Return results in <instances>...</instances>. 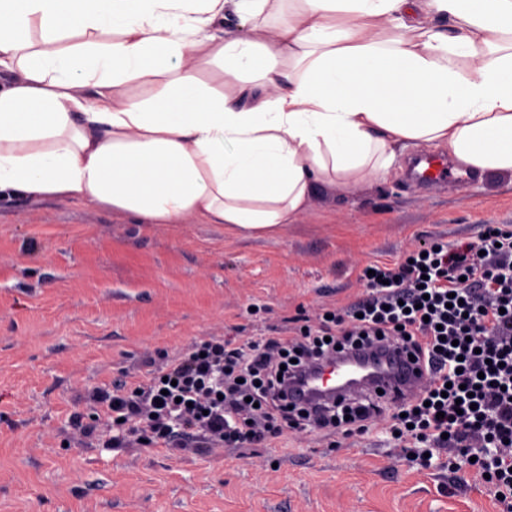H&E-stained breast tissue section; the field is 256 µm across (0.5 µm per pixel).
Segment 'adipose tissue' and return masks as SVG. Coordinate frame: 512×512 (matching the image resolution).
<instances>
[{
    "label": "adipose tissue",
    "mask_w": 512,
    "mask_h": 512,
    "mask_svg": "<svg viewBox=\"0 0 512 512\" xmlns=\"http://www.w3.org/2000/svg\"><path fill=\"white\" fill-rule=\"evenodd\" d=\"M412 144L512 176V0H0V199L272 238Z\"/></svg>",
    "instance_id": "1"
}]
</instances>
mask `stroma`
Masks as SVG:
<instances>
[{"label": "stroma", "instance_id": "1", "mask_svg": "<svg viewBox=\"0 0 512 512\" xmlns=\"http://www.w3.org/2000/svg\"><path fill=\"white\" fill-rule=\"evenodd\" d=\"M385 179L316 198L280 237L141 225L104 208L0 200V512H499L491 485L412 461L384 422L359 436L284 428L259 448L176 451L126 436L95 390L138 383L191 345L245 343L347 305L368 265L512 224V177ZM93 427L90 435L81 426Z\"/></svg>", "mask_w": 512, "mask_h": 512}]
</instances>
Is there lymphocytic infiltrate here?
<instances>
[{"label": "lymphocytic infiltrate", "instance_id": "obj_1", "mask_svg": "<svg viewBox=\"0 0 512 512\" xmlns=\"http://www.w3.org/2000/svg\"><path fill=\"white\" fill-rule=\"evenodd\" d=\"M360 279L365 293L317 325L244 344L211 339L165 375L94 399L169 449L209 439L260 446L279 418L362 432L381 416L414 460L437 452L471 463L512 512V225H483L473 241L429 240ZM380 339L411 349L431 370L426 390L391 403L366 394L314 412L289 402L287 384L303 369Z\"/></svg>", "mask_w": 512, "mask_h": 512}]
</instances>
